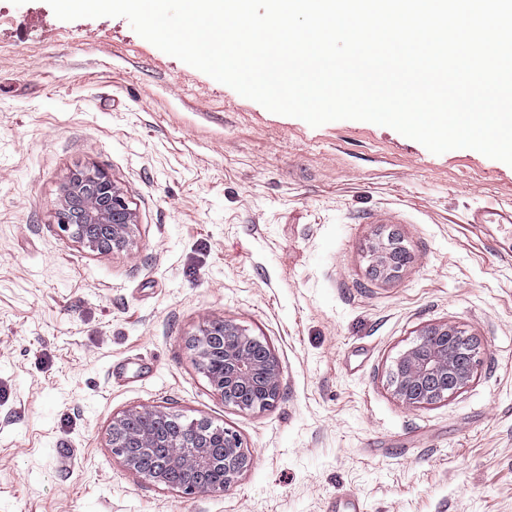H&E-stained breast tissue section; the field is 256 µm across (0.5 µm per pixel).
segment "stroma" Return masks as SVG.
Instances as JSON below:
<instances>
[{"mask_svg":"<svg viewBox=\"0 0 512 512\" xmlns=\"http://www.w3.org/2000/svg\"><path fill=\"white\" fill-rule=\"evenodd\" d=\"M105 169L138 227L97 253L53 226ZM512 166L359 120L313 127L168 55L123 17L0 0V512H512ZM396 233L400 277L369 271ZM266 339L279 398L243 412L198 369L204 319ZM480 343L460 392L403 405L427 327ZM160 406L235 430L253 465L186 496L113 456ZM470 221L474 224H511L512 208H478L473 212Z\"/></svg>","mask_w":512,"mask_h":512,"instance_id":"obj_1","label":"stroma"}]
</instances>
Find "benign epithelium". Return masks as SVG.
I'll use <instances>...</instances> for the list:
<instances>
[{
    "label": "benign epithelium",
    "mask_w": 512,
    "mask_h": 512,
    "mask_svg": "<svg viewBox=\"0 0 512 512\" xmlns=\"http://www.w3.org/2000/svg\"><path fill=\"white\" fill-rule=\"evenodd\" d=\"M53 218L62 234L100 253L129 250L137 229L135 211L121 189L97 167L62 185ZM403 250L393 237L372 246L374 276H398L406 264L399 257ZM194 344L197 362L211 368L209 384L225 403L254 411L278 399L280 367L268 343L231 321L207 319ZM479 364L478 346L465 331L451 324L430 326L396 359L390 376L393 393L413 409L445 400L471 382ZM172 422L173 416L160 407L129 410L112 420L109 448L129 470L149 480L167 483L166 472L146 467L149 456L187 474L188 481L177 487L185 495L213 491L208 476L217 472L224 474L228 487L253 465L236 432L224 429V440L215 443L207 435L210 424L203 420L177 431L170 428Z\"/></svg>",
    "instance_id": "7a95c632"
}]
</instances>
